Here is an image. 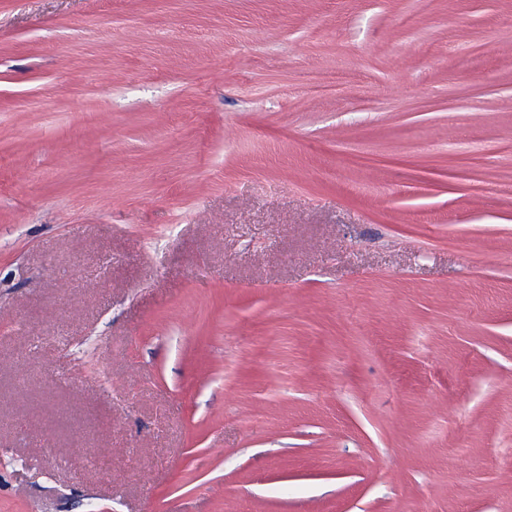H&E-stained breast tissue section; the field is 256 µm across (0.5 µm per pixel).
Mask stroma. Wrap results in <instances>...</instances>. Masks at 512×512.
I'll list each match as a JSON object with an SVG mask.
<instances>
[{
  "label": "stroma",
  "instance_id": "obj_1",
  "mask_svg": "<svg viewBox=\"0 0 512 512\" xmlns=\"http://www.w3.org/2000/svg\"><path fill=\"white\" fill-rule=\"evenodd\" d=\"M1 321L0 512H512V0H0Z\"/></svg>",
  "mask_w": 512,
  "mask_h": 512
}]
</instances>
